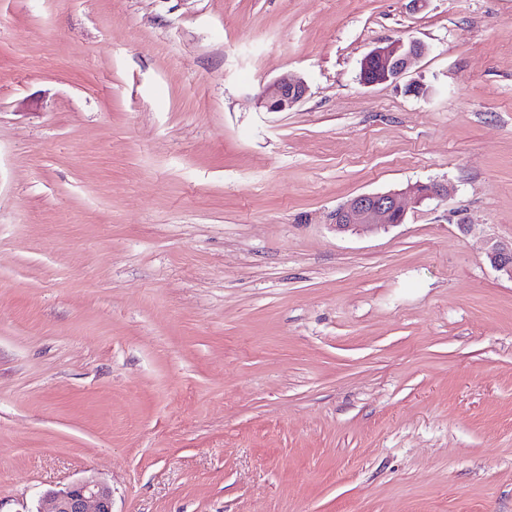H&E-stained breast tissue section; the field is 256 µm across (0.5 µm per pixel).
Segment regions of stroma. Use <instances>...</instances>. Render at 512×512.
Instances as JSON below:
<instances>
[{"label":"stroma","mask_w":512,"mask_h":512,"mask_svg":"<svg viewBox=\"0 0 512 512\" xmlns=\"http://www.w3.org/2000/svg\"><path fill=\"white\" fill-rule=\"evenodd\" d=\"M499 242L512 0H0V512H512ZM426 51V46L417 40L397 39L377 47L362 61L360 82L366 86L396 82L406 74L412 62ZM308 91V85L301 77H285L267 87L257 103L268 112H285L303 102ZM404 199L398 192L361 194L348 199L331 214L338 232L372 231L404 220ZM45 499L48 510L37 512H113L111 488L94 477L77 481L63 490L50 491Z\"/></svg>","instance_id":"stroma-1"}]
</instances>
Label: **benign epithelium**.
Instances as JSON below:
<instances>
[{"mask_svg":"<svg viewBox=\"0 0 512 512\" xmlns=\"http://www.w3.org/2000/svg\"><path fill=\"white\" fill-rule=\"evenodd\" d=\"M426 46L417 40L397 39L369 52L362 61L360 82L373 86L395 82L403 77L412 62L423 56ZM308 85L300 77L282 78L271 84L258 98V105L269 112H285L303 102ZM417 201L448 198V185L422 183L413 187ZM405 216L404 199L398 192L361 194L348 199L331 214L338 232L372 231L400 224ZM493 268L512 279V244L495 243L488 252ZM46 512H112V490L104 482L89 477L63 490L45 496Z\"/></svg>","mask_w":512,"mask_h":512,"instance_id":"7a95c632","label":"benign epithelium"}]
</instances>
